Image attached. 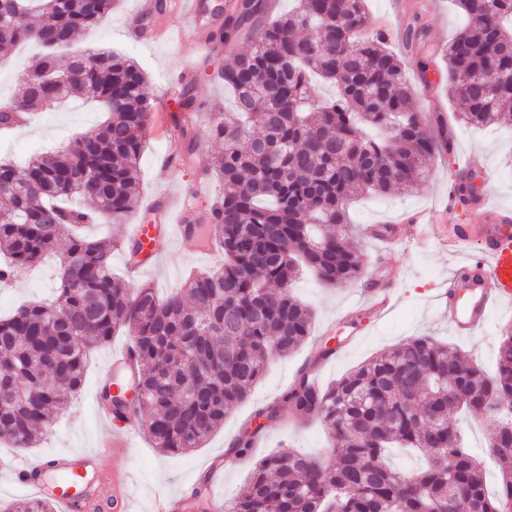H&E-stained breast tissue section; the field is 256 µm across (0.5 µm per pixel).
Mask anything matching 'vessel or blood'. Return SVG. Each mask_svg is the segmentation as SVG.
<instances>
[{
    "instance_id": "vessel-or-blood-1",
    "label": "vessel or blood",
    "mask_w": 512,
    "mask_h": 512,
    "mask_svg": "<svg viewBox=\"0 0 512 512\" xmlns=\"http://www.w3.org/2000/svg\"><path fill=\"white\" fill-rule=\"evenodd\" d=\"M475 223L455 238L444 235L440 209L414 213L412 220L425 229L424 238L440 246H469L480 244L468 275L456 279L437 297L439 311L447 316L452 330L460 336H469L486 327L492 306L512 300V212L489 201L488 190L475 196ZM157 223L134 224L131 238L139 240L145 253L154 254L155 240L165 236L172 243L187 241L185 225L193 218L187 203L164 199L156 205ZM134 358L130 348L113 355L102 374L101 383H115L130 378ZM109 425L111 436L103 440L101 448L118 453L130 446L133 430L130 422L106 411L102 414ZM100 450L76 454H48L34 460L18 461L0 453V472L12 481L39 494L51 495L61 512H83L92 495L89 468L100 457Z\"/></svg>"
}]
</instances>
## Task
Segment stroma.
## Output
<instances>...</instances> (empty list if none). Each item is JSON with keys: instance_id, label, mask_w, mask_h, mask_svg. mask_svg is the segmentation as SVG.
<instances>
[{"instance_id": "1", "label": "stroma", "mask_w": 512, "mask_h": 512, "mask_svg": "<svg viewBox=\"0 0 512 512\" xmlns=\"http://www.w3.org/2000/svg\"><path fill=\"white\" fill-rule=\"evenodd\" d=\"M137 6L138 0H119L98 28L76 36L69 51L73 54L87 49L111 51L133 59L146 72L152 109L144 130L140 200L142 206L147 207L161 196L188 197L196 188L199 169L210 166L219 151L218 143L208 139L201 141L193 163L184 168L178 178L170 177L168 160L180 140V130L170 120L162 126L157 123L170 86L178 84L183 71L193 72L194 93L201 104L193 126L201 133L206 131L212 113L232 110L233 99L223 83L212 78L213 72L228 62L224 53L201 52L197 41L175 36L164 42L130 41L126 26ZM367 10L372 28L387 32L403 30L411 20H418L425 27L429 42L440 49L447 47L464 23L454 0H367ZM388 45L400 57L408 82L418 84L426 93L425 98L412 100L425 131L435 136L445 127L452 132L455 164L436 161L429 179L416 191L397 188L388 195L368 196L354 203L346 230L362 255L360 276L345 285L328 287L307 272L292 288L293 294L314 312L311 339L288 356L273 358L249 398L225 415L223 425L209 436L203 447L185 454L167 455L154 448L142 431H134L131 446L125 453L101 458V496H111L113 474L123 473L132 487L136 512H150L157 487L190 496L207 466L219 457L223 460V472L213 484V495L224 501L242 489L255 461L268 453L290 447L318 457L327 456V434L316 421L299 422L290 427L279 420L268 422L250 456L234 458L224 453L225 442L237 440L248 431L254 411L279 403L299 373L311 364L319 374L320 386L325 387L405 339L428 335L457 348L486 371H494L499 331L512 325V303L494 305L485 329L470 336L456 335L434 303L440 289L445 288L454 272L467 261V253L445 251L435 245L398 248L382 269L393 293L389 309L376 315L365 302L371 287L368 280L371 264L384 247L382 241L370 236V229L380 224L397 225L403 236H413V225L405 221L407 214L429 209L447 199L453 174L465 173L471 157H481L485 163L482 178L490 190L492 202L512 209V127L475 130L464 126L460 121L462 106L451 90L445 58H435L430 79L425 82L402 42L392 39ZM35 53L31 46L0 49V100L12 95ZM103 118L96 107L78 98L63 106L44 107L33 114L31 133L0 135V158L23 164L37 152L67 144ZM125 258L124 251L113 250L114 275L123 278L130 287L141 281L151 283L159 294L165 295L181 287L191 270L219 266L224 256L201 254L190 241L178 243L164 249L159 262L144 269L136 279L129 277ZM55 284L54 263L42 262L12 286L0 287V313L8 314L27 300L52 297ZM328 338L333 339L337 348L335 355L313 364L316 342ZM128 343V336L120 334L113 336L106 345L95 348L79 394L69 402L52 432L36 447L13 449V456L27 459L48 451L76 452L94 448L106 428L93 403L92 391L111 354ZM461 426L466 448L481 462L488 488H495L499 467L490 454L486 423L465 419Z\"/></svg>"}]
</instances>
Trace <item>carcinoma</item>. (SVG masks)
<instances>
[{
    "mask_svg": "<svg viewBox=\"0 0 512 512\" xmlns=\"http://www.w3.org/2000/svg\"><path fill=\"white\" fill-rule=\"evenodd\" d=\"M114 2L0 0V45L34 41L42 49L0 108V129L15 128L50 97L97 101L108 114L70 148L44 150L22 167L0 161V283L47 254L60 262L52 303L0 317V441L37 445L81 389L90 349L123 331L141 372L112 397L113 413L137 422L161 451L180 454L203 447L249 397L269 355L284 356L310 336L312 313L290 291L300 267L330 287L358 278L360 253L334 231L348 224L350 203L418 189L452 149L422 128L402 62L385 33L371 29L366 0H296L265 23L269 0H237L219 41L231 45L247 26L259 33L250 51L214 72L235 111L214 113L206 137L222 152L203 171L222 188L206 215L224 265L192 275L165 300L149 284L131 289L112 273V249L134 260L142 244H111L78 228L96 216L121 224L138 208L147 79L116 53L58 61ZM456 2L467 22L444 56L461 120L478 128L512 120V0ZM405 46L426 70L436 50L425 28L408 24ZM316 78L334 83L337 96L316 100ZM180 131L183 165L200 141L193 129ZM74 195L93 207L65 204ZM449 195L466 208L472 180H456ZM283 403L292 418L324 425L329 457L283 449L261 458L225 512H512V428L490 444L502 466L491 496L453 419L462 408L481 420L512 411V327L500 336L492 375L431 336H413L327 388L302 372ZM280 417L276 406L257 410L258 425L237 440L235 456H247L264 421ZM393 444L430 458L399 472L386 460ZM5 512L55 505L33 498Z\"/></svg>",
    "mask_w": 512,
    "mask_h": 512,
    "instance_id": "carcinoma-1",
    "label": "carcinoma"
}]
</instances>
